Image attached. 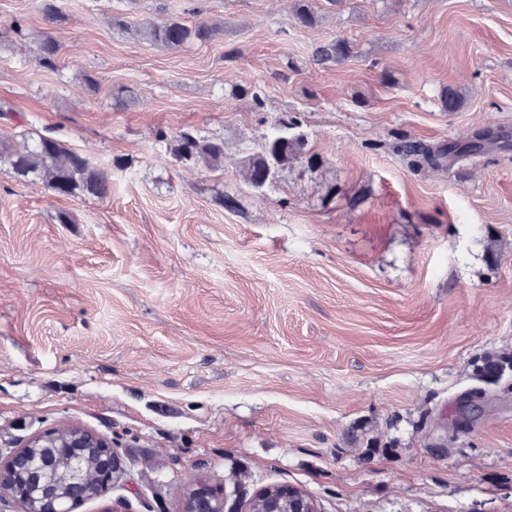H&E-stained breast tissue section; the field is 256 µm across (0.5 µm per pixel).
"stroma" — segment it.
<instances>
[{"instance_id":"stroma-1","label":"stroma","mask_w":512,"mask_h":512,"mask_svg":"<svg viewBox=\"0 0 512 512\" xmlns=\"http://www.w3.org/2000/svg\"><path fill=\"white\" fill-rule=\"evenodd\" d=\"M59 2L53 28L0 0V135L62 141L110 192L0 165V461L79 424L125 472L77 512H183L199 479L241 504L288 484L319 512H512V378L474 376L512 354V0H309V26L296 0ZM169 17L222 30L135 31ZM288 120L304 154L253 189L244 159ZM161 130L223 139L222 164H176ZM479 133L437 170L399 150ZM146 40L164 49H180L196 42L210 40L217 32V25H192L171 17L161 23H148L137 27ZM509 371H512V355H488L476 367L478 378L487 382H496Z\"/></svg>"}]
</instances>
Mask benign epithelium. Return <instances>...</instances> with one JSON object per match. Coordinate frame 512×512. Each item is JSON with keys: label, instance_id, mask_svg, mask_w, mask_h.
<instances>
[{"label": "benign epithelium", "instance_id": "benign-epithelium-1", "mask_svg": "<svg viewBox=\"0 0 512 512\" xmlns=\"http://www.w3.org/2000/svg\"><path fill=\"white\" fill-rule=\"evenodd\" d=\"M98 448L97 469L101 483L108 487L124 471L122 457L95 432L80 425L51 428L32 438L0 464V479L12 483L0 491L23 505V512H75L83 503L86 472L85 448L89 441ZM52 445L57 452L36 462L28 449ZM224 494L199 479L195 482L184 512H235ZM249 512H317L314 500L299 488L266 486L249 502Z\"/></svg>", "mask_w": 512, "mask_h": 512}]
</instances>
